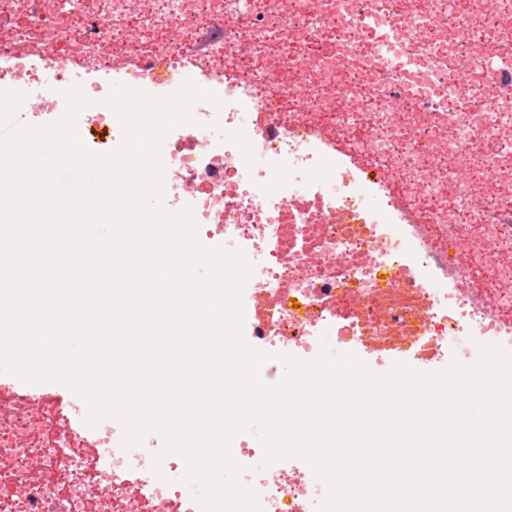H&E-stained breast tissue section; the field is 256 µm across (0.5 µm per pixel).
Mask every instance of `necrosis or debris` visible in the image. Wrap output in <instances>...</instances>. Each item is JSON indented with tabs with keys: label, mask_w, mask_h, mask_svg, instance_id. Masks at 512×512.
Returning <instances> with one entry per match:
<instances>
[{
	"label": "necrosis or debris",
	"mask_w": 512,
	"mask_h": 512,
	"mask_svg": "<svg viewBox=\"0 0 512 512\" xmlns=\"http://www.w3.org/2000/svg\"><path fill=\"white\" fill-rule=\"evenodd\" d=\"M1 57L21 110L82 87L113 143L107 82L204 91L161 142L163 193L198 238L236 243L272 358L512 344V0H0ZM79 413L0 383V512H204L181 454L117 447ZM321 483L280 459L251 489L259 512H316Z\"/></svg>",
	"instance_id": "4bbe7bcc"
}]
</instances>
